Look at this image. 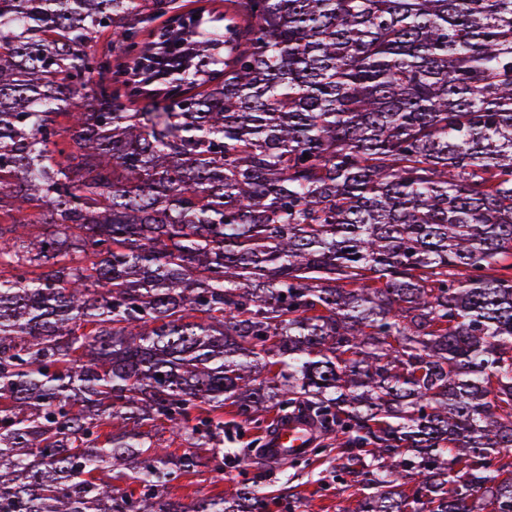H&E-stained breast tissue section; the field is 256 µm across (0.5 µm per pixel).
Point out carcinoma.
<instances>
[{
    "mask_svg": "<svg viewBox=\"0 0 512 512\" xmlns=\"http://www.w3.org/2000/svg\"><path fill=\"white\" fill-rule=\"evenodd\" d=\"M228 405L512 512V0H0V512H269ZM224 431V462L220 466L210 462L194 474L178 478L162 493L163 498L173 497L185 505L218 494L230 498L243 483L259 497L277 494L286 474H281L279 465L268 464L255 454V442L262 433L246 424L226 426ZM225 448H232L234 455L228 457Z\"/></svg>",
    "mask_w": 512,
    "mask_h": 512,
    "instance_id": "carcinoma-1",
    "label": "carcinoma"
}]
</instances>
